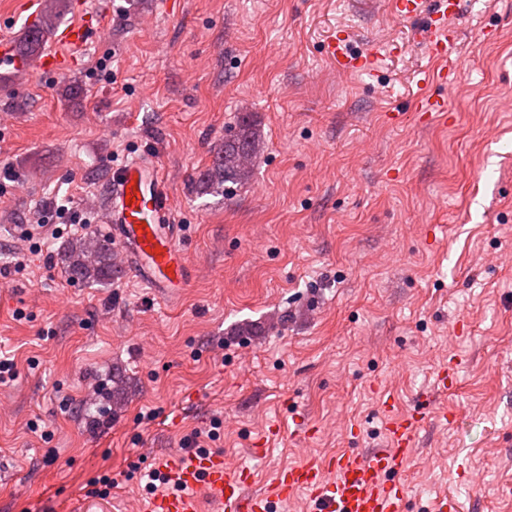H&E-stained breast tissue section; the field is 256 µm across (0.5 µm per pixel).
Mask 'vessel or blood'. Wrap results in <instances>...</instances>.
<instances>
[{"label":"vessel or blood","mask_w":512,"mask_h":512,"mask_svg":"<svg viewBox=\"0 0 512 512\" xmlns=\"http://www.w3.org/2000/svg\"><path fill=\"white\" fill-rule=\"evenodd\" d=\"M463 0H391L400 17L421 23L419 36L432 59L447 60L458 49L454 24ZM74 19L57 31L55 51L42 60L41 71L53 75L76 68L83 51L103 29L102 21L73 0ZM329 56L344 71L371 72L373 53H348L344 39L328 45ZM417 109L426 119L446 118V97L422 95ZM171 195L155 164L133 159L114 168L108 210L111 233L123 247L131 271L158 298L178 295L191 280L190 268L172 219ZM430 400L417 401L385 424L386 445L340 455H304L299 463L278 468L271 487L251 492L250 469L229 468L219 451L184 448L159 458L158 470L180 486L177 494L154 498L148 512H203L210 500L214 512H281L295 495H303L304 512H408L403 473L414 455L420 432L430 423L447 422Z\"/></svg>","instance_id":"b4317fda"}]
</instances>
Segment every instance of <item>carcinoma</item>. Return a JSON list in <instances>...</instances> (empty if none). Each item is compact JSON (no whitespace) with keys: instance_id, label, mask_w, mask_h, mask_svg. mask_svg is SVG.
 <instances>
[{"instance_id":"cac0c4a2","label":"carcinoma","mask_w":512,"mask_h":512,"mask_svg":"<svg viewBox=\"0 0 512 512\" xmlns=\"http://www.w3.org/2000/svg\"><path fill=\"white\" fill-rule=\"evenodd\" d=\"M54 2L47 0L39 23L24 34L19 48L21 58H34L46 35L59 23ZM260 150V135L247 121H242L236 134L224 140V147L214 154L211 166L196 180V191L202 195H224L225 184L243 180L250 173L251 166L241 164L240 157L247 155L253 162ZM62 263L72 279L92 285L110 283L116 273L112 242L96 233L76 238L64 247Z\"/></svg>"}]
</instances>
